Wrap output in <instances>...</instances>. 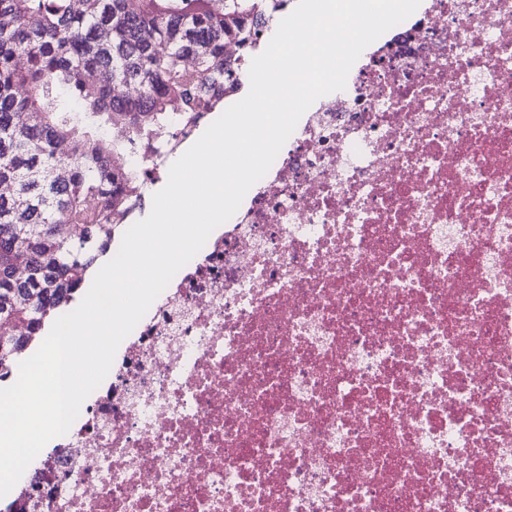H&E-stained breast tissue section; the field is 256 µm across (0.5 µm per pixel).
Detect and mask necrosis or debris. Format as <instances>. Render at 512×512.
<instances>
[{"label": "necrosis or debris", "instance_id": "1", "mask_svg": "<svg viewBox=\"0 0 512 512\" xmlns=\"http://www.w3.org/2000/svg\"><path fill=\"white\" fill-rule=\"evenodd\" d=\"M301 116L10 512H512V0H421Z\"/></svg>", "mask_w": 512, "mask_h": 512}]
</instances>
